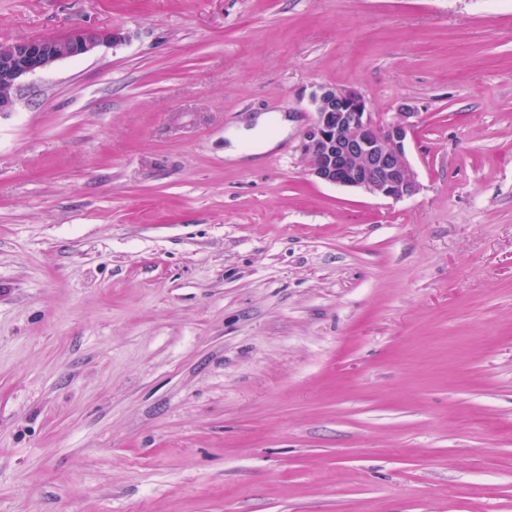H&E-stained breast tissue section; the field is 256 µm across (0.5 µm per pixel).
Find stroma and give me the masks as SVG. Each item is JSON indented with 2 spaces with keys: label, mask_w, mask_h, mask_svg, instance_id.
<instances>
[{
  "label": "stroma",
  "mask_w": 512,
  "mask_h": 512,
  "mask_svg": "<svg viewBox=\"0 0 512 512\" xmlns=\"http://www.w3.org/2000/svg\"><path fill=\"white\" fill-rule=\"evenodd\" d=\"M79 26L0 114V512H512V0H0ZM322 84L418 194L310 176Z\"/></svg>",
  "instance_id": "1"
}]
</instances>
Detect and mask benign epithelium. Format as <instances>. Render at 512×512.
<instances>
[{
  "label": "benign epithelium",
  "instance_id": "1",
  "mask_svg": "<svg viewBox=\"0 0 512 512\" xmlns=\"http://www.w3.org/2000/svg\"><path fill=\"white\" fill-rule=\"evenodd\" d=\"M120 40L114 31L75 28L60 38L0 42V113L15 109V91L23 77ZM310 106L313 119L299 143L310 175L395 201L420 190L407 158L414 128L410 118L415 116L410 106H402V119L383 124L359 90L330 84L312 92Z\"/></svg>",
  "mask_w": 512,
  "mask_h": 512
}]
</instances>
